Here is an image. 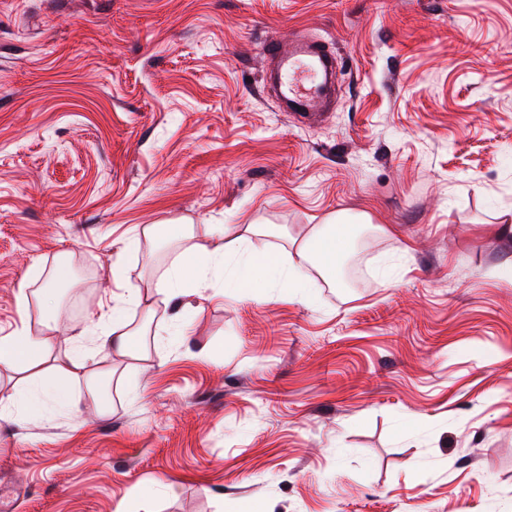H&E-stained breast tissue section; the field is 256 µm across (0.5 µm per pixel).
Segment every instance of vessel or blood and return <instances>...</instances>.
I'll return each instance as SVG.
<instances>
[{
    "label": "vessel or blood",
    "instance_id": "1",
    "mask_svg": "<svg viewBox=\"0 0 512 512\" xmlns=\"http://www.w3.org/2000/svg\"><path fill=\"white\" fill-rule=\"evenodd\" d=\"M264 86L277 90L281 110L297 109L301 119L323 111L336 72V55L325 45L297 36L270 41L265 49Z\"/></svg>",
    "mask_w": 512,
    "mask_h": 512
}]
</instances>
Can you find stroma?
Masks as SVG:
<instances>
[{
  "mask_svg": "<svg viewBox=\"0 0 512 512\" xmlns=\"http://www.w3.org/2000/svg\"><path fill=\"white\" fill-rule=\"evenodd\" d=\"M297 28L338 56L313 122L262 84ZM338 215L363 281L156 290L191 242L144 229ZM511 221L512 0H0V336L66 370L128 289L148 325L106 395L0 420V512H512Z\"/></svg>",
  "mask_w": 512,
  "mask_h": 512,
  "instance_id": "stroma-1",
  "label": "stroma"
}]
</instances>
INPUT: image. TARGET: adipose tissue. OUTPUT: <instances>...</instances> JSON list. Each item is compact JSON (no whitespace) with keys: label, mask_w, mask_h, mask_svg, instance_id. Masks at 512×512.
Instances as JSON below:
<instances>
[{"label":"adipose tissue","mask_w":512,"mask_h":512,"mask_svg":"<svg viewBox=\"0 0 512 512\" xmlns=\"http://www.w3.org/2000/svg\"><path fill=\"white\" fill-rule=\"evenodd\" d=\"M263 224H241L236 234H229L226 226L177 224L166 227L165 233L171 238H189L193 244L188 261L176 266L172 272L157 282L158 291L168 298L186 295L188 285L201 283L212 271L222 268L229 261H236L244 267L245 273L236 282L240 288H254L257 280H269L279 275L289 287L302 285L304 274L316 269L323 275L336 271V260L348 246L347 237L330 232L326 225L317 224L311 229L305 241L293 252L275 255L266 249H257L252 239L267 234ZM138 290L128 289L122 305L109 309L107 320L101 331L110 348L119 355L137 356L141 338L147 332L146 326H135L124 314L125 307L140 305ZM48 352L39 341L27 336L0 337V366L36 370L38 382L35 388L0 392V419L13 413L14 409L31 408L42 400L49 399L61 405L69 403V386L58 371L47 364Z\"/></svg>","instance_id":"obj_1"}]
</instances>
